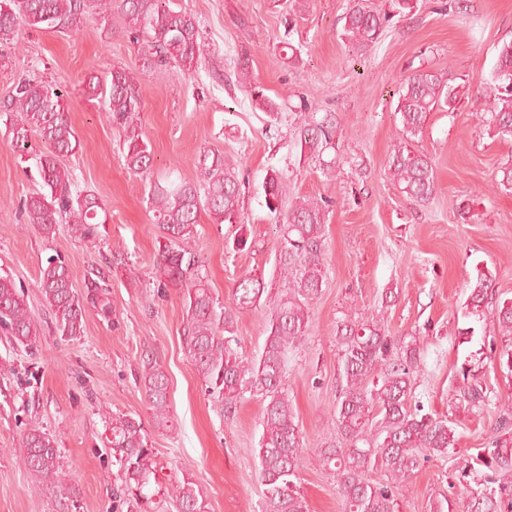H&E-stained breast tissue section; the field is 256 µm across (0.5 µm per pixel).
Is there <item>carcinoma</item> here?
<instances>
[{
    "instance_id": "obj_1",
    "label": "carcinoma",
    "mask_w": 512,
    "mask_h": 512,
    "mask_svg": "<svg viewBox=\"0 0 512 512\" xmlns=\"http://www.w3.org/2000/svg\"><path fill=\"white\" fill-rule=\"evenodd\" d=\"M417 2L389 0L390 10L382 13L366 0H350L341 36L356 49L367 50L383 36L394 17L415 11ZM119 9L128 33L142 40L143 66L152 69L174 63L190 72L206 62L217 75L224 70L223 59L207 52L197 18L172 0H120ZM92 14L108 22L112 0H0V40L22 27L76 32ZM239 69V83L252 104L268 112L277 110L265 88L252 81L248 63L241 62ZM89 88L104 110L112 113V121L123 128L121 156L126 167L135 174H149L152 156L139 128L142 101L135 76L123 67L114 68L103 80H89ZM483 94L488 105L486 125L501 139L512 140V40L499 48L495 68L483 79ZM64 97L65 90L57 84L20 78L12 85L11 113L7 114L10 146L29 155L33 153L32 141L43 144V152L35 155L42 189L21 200L20 209L26 222L47 236L65 222L76 237L89 239L97 234L101 206L90 194L73 197L72 175L60 163L61 157L79 145L65 112ZM457 99L458 91L431 71L416 70L402 82L395 107L401 118V137L389 158V174L401 192L415 202L433 196L435 174L427 156L411 151L406 142L423 133L431 112H451ZM334 137L333 118L318 120L305 115L297 125L294 145L302 156L319 157L335 148ZM198 165L204 170L200 183L170 175L150 183L148 202L169 241L156 262L160 282L165 288L183 290L188 352L205 392L220 412H234L248 394L264 401L262 434L256 449L264 512H308L298 486L303 463L301 433L283 377L288 351L309 329L308 303L321 294L325 283L324 220L329 201L305 198L290 208L281 224L278 274L282 287L273 292L263 277L245 274L236 281L237 308L233 309L213 294L196 270L198 260L181 249L179 241L191 235L202 210L216 224L241 223L244 177L238 162L220 151L201 153ZM262 187L267 209L279 212L283 173L268 169ZM39 288L63 336L81 335L88 307L106 319L112 316L108 284L95 281L80 297L61 262L50 261L41 269ZM487 299L488 281L480 276L465 305L464 317L473 325L457 329L458 344L473 341L475 324L484 318ZM260 300L270 309L267 336L262 350L246 358L232 347L237 310ZM496 320L493 333L482 332L480 349L466 355L456 370L459 383L454 396L478 409L490 403V395L475 373V356L487 347L498 354L499 364L512 372V301L497 305ZM0 326L18 344L31 345L39 337L23 293L11 278L1 275ZM336 339L342 385L334 416L345 443L340 448L320 449L318 464L336 474L344 512H392L395 497L421 462L455 452V432L448 419L423 414L420 405H412L413 380L419 368L416 337L396 339L388 334L384 319L373 318L361 324L338 321ZM141 383L154 428L168 430L166 374L147 361ZM109 429L112 457L126 485L143 490L156 479L150 434L141 418L125 414L113 416ZM18 457L36 481H67L54 436L36 426L23 434ZM378 468L385 473L383 481L371 479ZM450 488L469 500L470 512H512L511 406L499 409L496 426L483 448L471 458V464L458 467ZM173 496L180 512H208L203 493L190 481L176 485Z\"/></svg>"
}]
</instances>
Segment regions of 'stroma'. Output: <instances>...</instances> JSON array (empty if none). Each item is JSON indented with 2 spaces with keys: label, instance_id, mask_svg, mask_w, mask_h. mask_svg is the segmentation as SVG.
<instances>
[{
  "label": "stroma",
  "instance_id": "1",
  "mask_svg": "<svg viewBox=\"0 0 512 512\" xmlns=\"http://www.w3.org/2000/svg\"><path fill=\"white\" fill-rule=\"evenodd\" d=\"M306 12L289 26L293 0H177L198 19L210 53L223 57L224 75L207 64L193 72L173 65L141 69V46L121 17L102 26L87 17L79 31L20 29L0 44V116L18 77L66 88V112L79 141L64 157L74 192L94 195L108 215L91 239L67 225L43 236L26 223L19 202L40 189L35 160H21L0 120V275L23 293L40 329L35 347L0 331V512H178L173 486L192 480L209 512H262L263 486L253 450L262 432L260 398L232 415L211 402L188 354L181 289L159 285L156 261L166 238L148 204L149 188L120 155L122 132L85 88L88 75L124 67L137 77L141 130L153 158V177L170 173L202 181L203 151L230 152L242 166L243 224L213 223L200 212L185 249L225 305L244 274L278 287L280 229L265 206L269 168L285 175L283 207L303 196L326 197L322 293L310 301L307 335L288 354L284 378L303 437L300 490L309 512H343L335 477L319 466L318 449L335 445L332 409L340 389L336 323L383 315L391 336L417 337L421 365L415 396L427 413L447 418L457 452L424 462L394 502V512H467L450 484L461 462L475 455L496 424L495 400L512 399V372L485 355L479 376L493 398L475 409L455 399L457 360L470 351L454 336L467 326L463 307L478 274L494 302L512 298V189L499 171L512 165V141L481 120L478 86L493 70L498 50L512 39V0H419L416 11L393 18L366 51L340 38L348 0H304ZM299 47L288 61L282 41ZM279 106L278 116L255 107L237 81L240 59ZM418 69L442 74L461 97L455 111H435L412 151L436 173L428 201H409L391 181L388 159L400 130L395 112L404 77ZM335 113L336 148L304 160L294 146L301 107ZM333 169H325V162ZM245 236V249L233 240ZM63 262L77 293L92 279L110 285L111 318L86 309L84 330L61 337L39 288L48 259ZM269 311L240 310L236 349L255 356L265 340ZM168 379L173 426L152 432L157 485L130 507L123 476L106 445V422L131 414L150 422L139 376L146 359ZM33 425L52 434L68 488L32 480L16 448Z\"/></svg>",
  "mask_w": 512,
  "mask_h": 512
}]
</instances>
